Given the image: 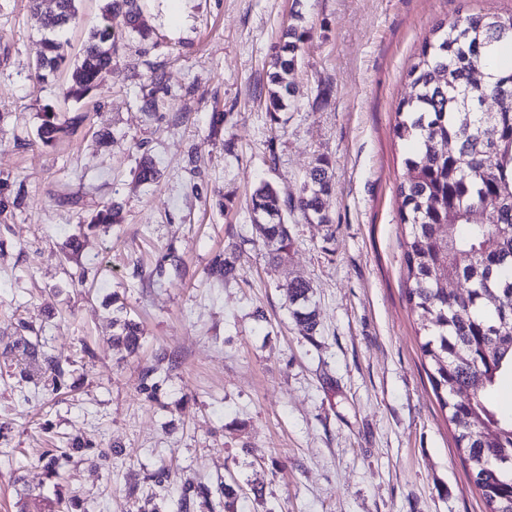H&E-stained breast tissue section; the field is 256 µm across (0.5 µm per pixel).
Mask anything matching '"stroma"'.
<instances>
[{
    "label": "stroma",
    "mask_w": 512,
    "mask_h": 512,
    "mask_svg": "<svg viewBox=\"0 0 512 512\" xmlns=\"http://www.w3.org/2000/svg\"><path fill=\"white\" fill-rule=\"evenodd\" d=\"M104 5L78 0L67 60L39 83L30 0H0V349L37 337L67 370L53 393L0 353V512H143L187 478L215 512L226 483L235 512H485L415 332L398 196L412 146L394 125L435 24L512 0H142V33L64 100ZM294 23L308 34L275 122L270 62ZM50 117L70 127L46 145ZM319 157L331 221L291 213L271 266L251 196H298ZM113 203L114 223L91 227ZM219 255L235 279L209 277ZM116 298L143 331L131 355L112 348ZM149 368L156 402L138 391ZM75 436L87 449L48 475L40 454ZM288 300L296 308L293 310V316L299 326L302 327L307 335L316 333L318 321L316 311L310 307L311 291L310 284L302 279H293L286 284Z\"/></svg>",
    "instance_id": "35a3bbf8"
}]
</instances>
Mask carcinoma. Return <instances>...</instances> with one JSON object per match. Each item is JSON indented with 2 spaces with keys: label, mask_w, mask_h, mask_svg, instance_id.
<instances>
[{
  "label": "carcinoma",
  "mask_w": 512,
  "mask_h": 512,
  "mask_svg": "<svg viewBox=\"0 0 512 512\" xmlns=\"http://www.w3.org/2000/svg\"><path fill=\"white\" fill-rule=\"evenodd\" d=\"M75 2L57 0V11L42 18L41 27L50 33L34 67L42 82L65 61L61 35L75 19ZM140 17V0H107L102 23L85 41L65 97L81 99L112 67L118 52L112 19L142 34ZM305 36L301 27L290 25L280 43L266 103L274 121L291 105L294 90L288 76L298 65ZM511 44L512 14L471 13L437 25L409 73L413 94L401 102L395 124L397 137L413 146L405 159L407 177L399 186L402 220L408 226V300L436 397L455 428L457 450L469 472L483 475L476 488L487 512H512V413L497 410L491 402L501 380L512 378V64L489 70L490 60ZM500 87L511 93L498 95ZM466 97L471 102L491 98L495 111L473 112L463 105ZM488 125L497 128L493 140L483 135ZM64 130L49 120L38 136L49 144ZM490 154L497 162L487 172L482 162ZM330 166L328 159H317L295 199L269 184L252 195V223L273 259L282 262L288 256V212L298 209L319 224L331 223L322 203L331 191ZM463 282L468 284L465 295L459 292ZM286 288L296 322L307 334H315L318 321L310 307V284L293 279ZM140 336L139 325L125 319L112 331V345L133 352ZM40 375L56 392L65 370L45 356ZM454 386L475 388L474 402H455ZM159 389L153 371L145 370L140 393L156 401ZM70 459L66 452L47 450L39 462L56 475ZM196 496L207 498L208 488L183 484L170 512H190Z\"/></svg>",
  "instance_id": "cac0c4a2"
}]
</instances>
